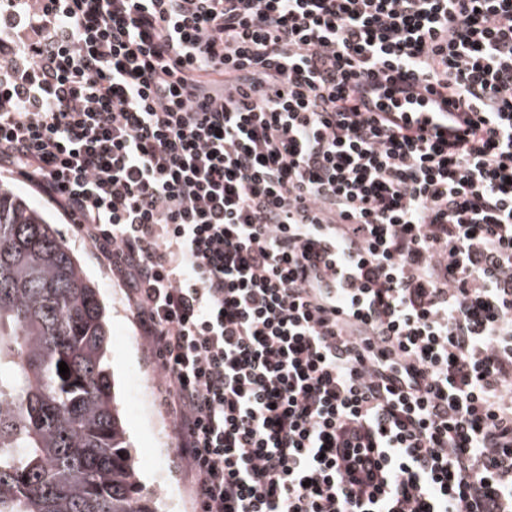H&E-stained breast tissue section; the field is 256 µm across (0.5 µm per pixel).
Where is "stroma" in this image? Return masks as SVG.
I'll return each mask as SVG.
<instances>
[{
  "label": "stroma",
  "mask_w": 512,
  "mask_h": 512,
  "mask_svg": "<svg viewBox=\"0 0 512 512\" xmlns=\"http://www.w3.org/2000/svg\"><path fill=\"white\" fill-rule=\"evenodd\" d=\"M12 189L38 208L70 249L86 276L100 290L112 334L109 365L113 391L122 408L126 435L136 457L144 490L155 492L161 512H194L184 463L177 452V434L158 402V372L116 277L101 263L96 249L29 187L12 182Z\"/></svg>",
  "instance_id": "35a3bbf8"
}]
</instances>
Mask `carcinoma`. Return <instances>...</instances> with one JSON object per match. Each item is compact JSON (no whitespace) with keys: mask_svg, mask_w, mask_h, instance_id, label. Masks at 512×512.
Listing matches in <instances>:
<instances>
[{"mask_svg":"<svg viewBox=\"0 0 512 512\" xmlns=\"http://www.w3.org/2000/svg\"><path fill=\"white\" fill-rule=\"evenodd\" d=\"M108 345L97 288L44 215L0 184V512H158Z\"/></svg>","mask_w":512,"mask_h":512,"instance_id":"1","label":"carcinoma"}]
</instances>
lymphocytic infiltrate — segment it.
Wrapping results in <instances>:
<instances>
[{"instance_id":"lymphocytic-infiltrate-1","label":"lymphocytic infiltrate","mask_w":512,"mask_h":512,"mask_svg":"<svg viewBox=\"0 0 512 512\" xmlns=\"http://www.w3.org/2000/svg\"><path fill=\"white\" fill-rule=\"evenodd\" d=\"M2 177L125 289L197 512H512V0H0Z\"/></svg>"}]
</instances>
